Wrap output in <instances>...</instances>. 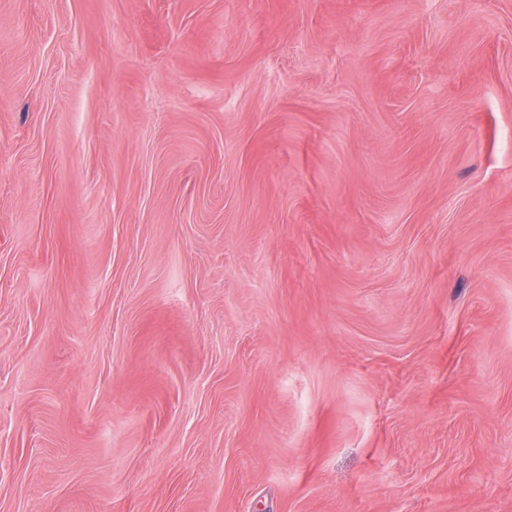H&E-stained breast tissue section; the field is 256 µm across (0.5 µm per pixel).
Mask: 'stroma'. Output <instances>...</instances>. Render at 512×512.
I'll return each instance as SVG.
<instances>
[{
  "label": "stroma",
  "mask_w": 512,
  "mask_h": 512,
  "mask_svg": "<svg viewBox=\"0 0 512 512\" xmlns=\"http://www.w3.org/2000/svg\"><path fill=\"white\" fill-rule=\"evenodd\" d=\"M0 512H512V0H0Z\"/></svg>",
  "instance_id": "35a3bbf8"
}]
</instances>
